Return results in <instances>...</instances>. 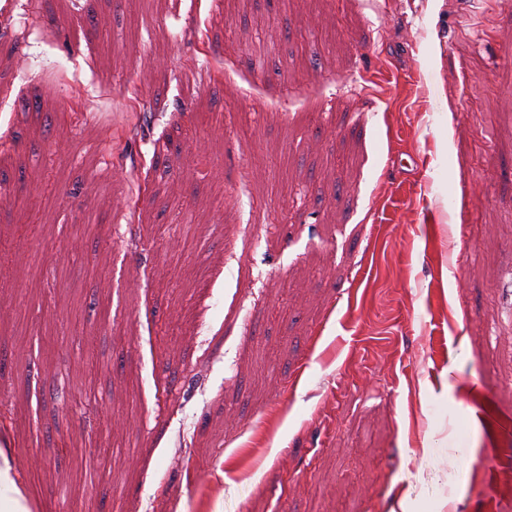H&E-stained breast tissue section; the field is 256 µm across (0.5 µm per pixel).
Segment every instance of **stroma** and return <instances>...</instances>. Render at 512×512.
Returning a JSON list of instances; mask_svg holds the SVG:
<instances>
[{
    "instance_id": "obj_1",
    "label": "stroma",
    "mask_w": 512,
    "mask_h": 512,
    "mask_svg": "<svg viewBox=\"0 0 512 512\" xmlns=\"http://www.w3.org/2000/svg\"><path fill=\"white\" fill-rule=\"evenodd\" d=\"M165 11L0 0V505L512 512V0Z\"/></svg>"
}]
</instances>
